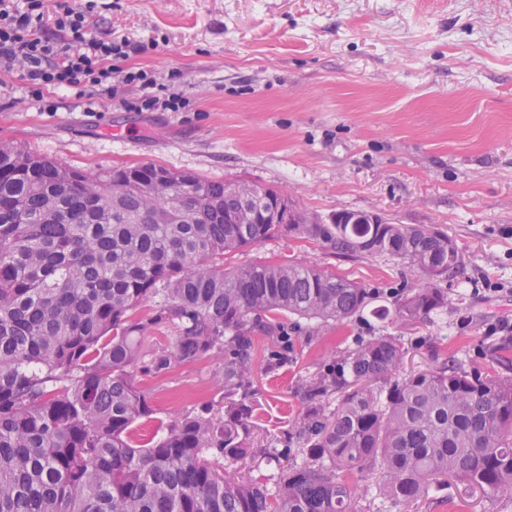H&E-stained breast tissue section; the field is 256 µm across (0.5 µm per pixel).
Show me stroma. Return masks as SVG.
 <instances>
[{
    "mask_svg": "<svg viewBox=\"0 0 512 512\" xmlns=\"http://www.w3.org/2000/svg\"><path fill=\"white\" fill-rule=\"evenodd\" d=\"M93 32L129 37L126 60L175 84L185 106L130 112L122 99L33 96L0 74V139L93 173L154 163L288 196L320 221L367 211L427 225L463 259L448 306L399 326L292 331L287 364L268 368L256 334L249 467L262 478L296 459L305 387L369 336L400 337L406 369L446 361L512 378V0H112ZM302 262L369 288L413 287L391 256H347L279 235L225 255V268ZM224 360L207 356L139 375L155 412L139 430L201 410L220 415ZM389 512H512V491L448 478Z\"/></svg>",
    "mask_w": 512,
    "mask_h": 512,
    "instance_id": "35a3bbf8",
    "label": "stroma"
}]
</instances>
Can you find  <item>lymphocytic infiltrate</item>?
<instances>
[{
	"mask_svg": "<svg viewBox=\"0 0 512 512\" xmlns=\"http://www.w3.org/2000/svg\"><path fill=\"white\" fill-rule=\"evenodd\" d=\"M92 10L77 0H56L53 31L43 25L44 0H0V73L12 74L34 94L75 90L89 99L117 97L134 86L139 95L124 100L127 110L165 112L180 108L176 89L159 84L145 70L123 68L139 52L130 38L92 34Z\"/></svg>",
	"mask_w": 512,
	"mask_h": 512,
	"instance_id": "f902f5d3",
	"label": "lymphocytic infiltrate"
}]
</instances>
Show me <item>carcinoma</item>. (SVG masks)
<instances>
[{"label":"carcinoma","mask_w":512,"mask_h":512,"mask_svg":"<svg viewBox=\"0 0 512 512\" xmlns=\"http://www.w3.org/2000/svg\"><path fill=\"white\" fill-rule=\"evenodd\" d=\"M158 170L171 177L163 190L149 186ZM233 186L153 164L102 178L0 141V512H359L353 477L375 470L384 500H416L436 475L512 490V379L447 363L406 372L396 336L360 342L309 383L295 419L302 462L260 481L224 475V459L249 451L254 334L276 338L267 360L286 364L279 317L352 322L372 299L300 262L227 271L224 254L288 233L396 257L434 279L374 311L403 325L448 305L439 283L462 265L424 225L226 224L240 208ZM165 328L170 346L146 347ZM226 347L224 386L240 399L224 417L137 434L153 408L135 371ZM330 392L342 393L333 409Z\"/></svg>","instance_id":"1"}]
</instances>
